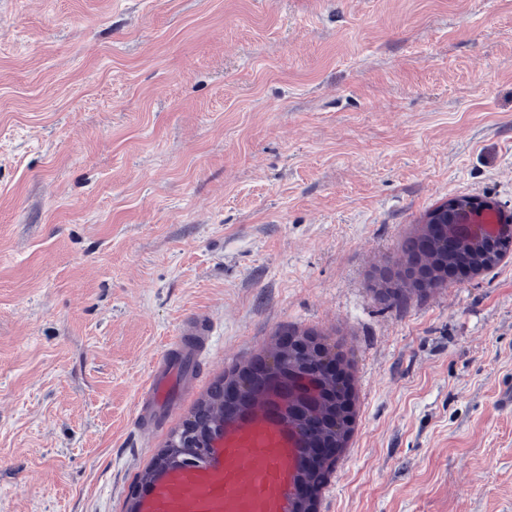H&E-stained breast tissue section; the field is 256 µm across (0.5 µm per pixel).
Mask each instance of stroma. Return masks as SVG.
<instances>
[{
	"label": "stroma",
	"instance_id": "stroma-1",
	"mask_svg": "<svg viewBox=\"0 0 512 512\" xmlns=\"http://www.w3.org/2000/svg\"><path fill=\"white\" fill-rule=\"evenodd\" d=\"M461 197L512 217V0H0V512H127L287 332L353 383L318 512H512V250L377 294ZM196 313L210 353L140 430ZM215 324L209 316L196 314L183 324L177 336L166 344L163 361L147 381L138 406L137 418L144 428L155 431L163 418L162 404L165 401L172 376L175 358L189 349L195 357L205 353L215 334Z\"/></svg>",
	"mask_w": 512,
	"mask_h": 512
}]
</instances>
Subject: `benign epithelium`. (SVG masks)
I'll return each mask as SVG.
<instances>
[{"mask_svg":"<svg viewBox=\"0 0 512 512\" xmlns=\"http://www.w3.org/2000/svg\"><path fill=\"white\" fill-rule=\"evenodd\" d=\"M489 209L490 205L479 198H457L448 203V208L425 220L426 226L419 233V239L425 247L437 245L448 253L447 278L475 274L477 264L470 257L472 250L487 255L497 251L499 244L512 241V225H493ZM304 349L302 339L286 335L266 350L257 364L265 384L253 398L252 406L278 398L281 400L275 409L278 413L283 405H288V435L299 448L292 508L297 512H313L315 486L308 482L305 474L332 466L339 450L326 446L321 440L311 441L308 433L329 426L330 421L325 419V403L335 396L336 382L344 377V373L336 355L324 351L309 357L317 364L316 369L301 362L290 369L288 377H283L284 360L304 352ZM250 391V375H234L225 383L218 398L214 410L217 421L213 429L192 442H175L174 447L163 451L154 468L142 474L141 481L150 483L164 473L182 467L195 453L203 458L211 454L224 440L226 430L248 414L242 403Z\"/></svg>","mask_w":512,"mask_h":512,"instance_id":"1","label":"benign epithelium"}]
</instances>
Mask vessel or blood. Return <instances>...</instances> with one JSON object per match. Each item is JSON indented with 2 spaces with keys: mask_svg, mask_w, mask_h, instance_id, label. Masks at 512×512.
<instances>
[{
  "mask_svg": "<svg viewBox=\"0 0 512 512\" xmlns=\"http://www.w3.org/2000/svg\"><path fill=\"white\" fill-rule=\"evenodd\" d=\"M215 334L210 317L196 314L165 348L166 359L143 390L137 418L156 430L163 418L175 358L201 356ZM298 450L283 424L257 417L234 426L204 463L166 473L142 498V512H291V487Z\"/></svg>",
  "mask_w": 512,
  "mask_h": 512,
  "instance_id": "vessel-or-blood-1",
  "label": "vessel or blood"
}]
</instances>
